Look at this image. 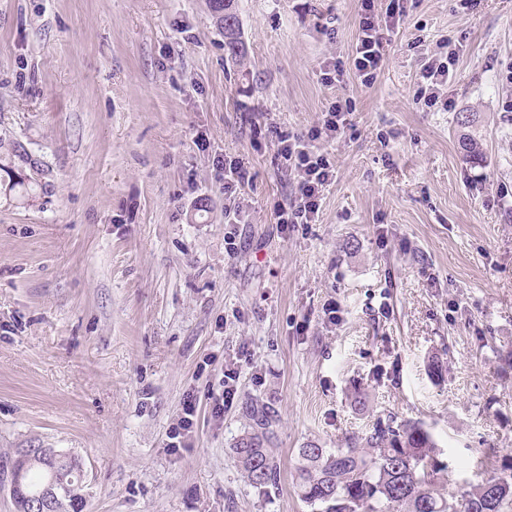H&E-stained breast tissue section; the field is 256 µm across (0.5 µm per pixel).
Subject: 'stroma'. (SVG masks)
I'll list each match as a JSON object with an SVG mask.
<instances>
[{"label": "stroma", "instance_id": "obj_1", "mask_svg": "<svg viewBox=\"0 0 512 512\" xmlns=\"http://www.w3.org/2000/svg\"><path fill=\"white\" fill-rule=\"evenodd\" d=\"M234 7L244 53L228 60L209 0H0V136L54 184L30 205L0 189V467L18 448L78 457L86 512H312L299 448L390 416L432 434L455 496L512 463V0H408L368 87L357 0ZM449 54L426 106L420 68ZM329 61L342 82H322ZM339 97L353 110L321 141L319 213L281 229L297 175L268 126L308 130ZM224 157L250 176L231 197ZM253 400L278 415L264 491L232 453ZM235 364L237 363L232 364L233 367L225 366L220 388L212 391L208 397L211 418L216 421L224 418V408L232 404L234 400L237 391L235 383L239 378L238 369L234 367ZM198 414V402L194 395H188L184 399L182 413L173 424L170 432V439L175 441L169 442V448H182L185 440L194 430Z\"/></svg>", "mask_w": 512, "mask_h": 512}]
</instances>
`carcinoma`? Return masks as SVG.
Instances as JSON below:
<instances>
[{"mask_svg": "<svg viewBox=\"0 0 512 512\" xmlns=\"http://www.w3.org/2000/svg\"><path fill=\"white\" fill-rule=\"evenodd\" d=\"M234 0H209L224 34V52L241 55L239 24ZM463 159L482 160L475 137L460 140ZM8 162L0 171L8 177L5 190L26 203L49 194L50 184L25 174L41 163L20 142L0 139ZM248 423L233 445L234 463L250 486L266 490L276 480L270 445L275 437V411L265 404H250ZM431 434L415 422L394 424L377 420L371 429L349 437L341 445L325 448L314 442L298 450L296 489L315 512H512V465L498 475L469 486L449 500L440 492L446 467L436 461ZM51 487L53 512H84L86 498L77 458L63 455L44 466L28 469L22 489L13 494L17 512H27L26 495Z\"/></svg>", "mask_w": 512, "mask_h": 512, "instance_id": "obj_1", "label": "carcinoma"}]
</instances>
